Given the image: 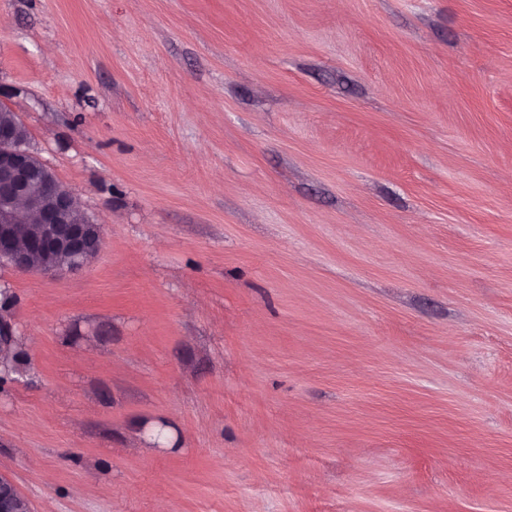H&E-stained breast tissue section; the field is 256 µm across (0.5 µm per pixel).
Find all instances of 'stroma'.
Segmentation results:
<instances>
[{"label": "stroma", "mask_w": 512, "mask_h": 512, "mask_svg": "<svg viewBox=\"0 0 512 512\" xmlns=\"http://www.w3.org/2000/svg\"><path fill=\"white\" fill-rule=\"evenodd\" d=\"M0 106L102 230L0 263L33 512H512V0H0Z\"/></svg>", "instance_id": "stroma-1"}]
</instances>
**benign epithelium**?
<instances>
[{"instance_id":"7a95c632","label":"benign epithelium","mask_w":512,"mask_h":512,"mask_svg":"<svg viewBox=\"0 0 512 512\" xmlns=\"http://www.w3.org/2000/svg\"><path fill=\"white\" fill-rule=\"evenodd\" d=\"M42 184L30 194L33 180ZM37 215L35 230L21 237L25 225L19 206ZM77 197L33 153L0 126V260L20 271L63 274L82 267L101 248V227L77 215ZM0 512H31L13 480L0 474Z\"/></svg>"}]
</instances>
